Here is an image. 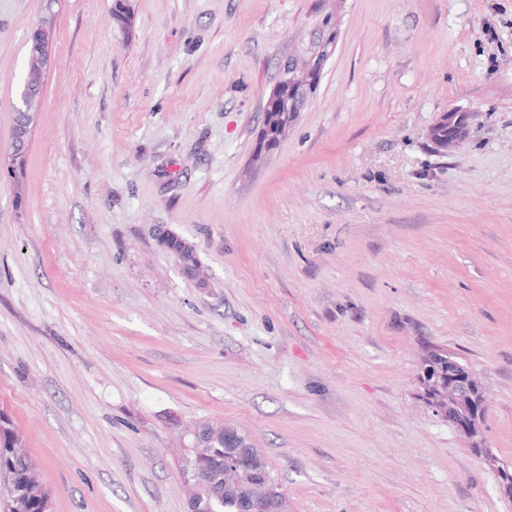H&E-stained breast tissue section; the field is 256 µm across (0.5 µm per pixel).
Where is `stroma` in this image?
Listing matches in <instances>:
<instances>
[{"label":"stroma","instance_id":"stroma-1","mask_svg":"<svg viewBox=\"0 0 512 512\" xmlns=\"http://www.w3.org/2000/svg\"><path fill=\"white\" fill-rule=\"evenodd\" d=\"M127 3L122 28L113 0H0V153L55 15L22 178L0 175V413L48 512H186L199 421L249 436L288 512H512L419 383L457 357L512 464V0ZM328 14L317 93L265 149ZM166 245L175 249H180L186 253L184 264L181 266L183 273L195 279L198 277L199 261L196 257L195 249L188 242L174 236H167Z\"/></svg>","mask_w":512,"mask_h":512}]
</instances>
